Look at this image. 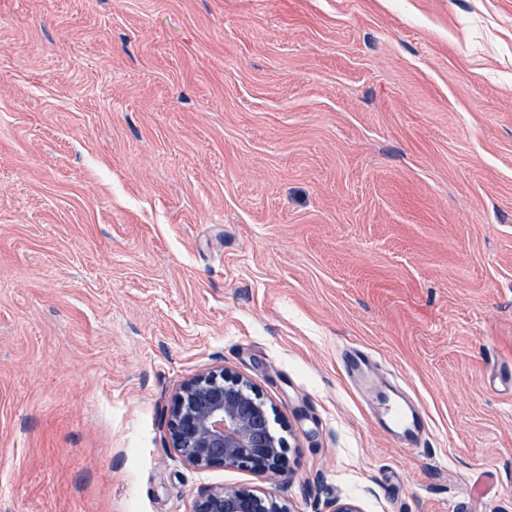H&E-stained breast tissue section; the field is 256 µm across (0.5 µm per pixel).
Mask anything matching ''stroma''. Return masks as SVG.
<instances>
[{
  "instance_id": "1",
  "label": "stroma",
  "mask_w": 512,
  "mask_h": 512,
  "mask_svg": "<svg viewBox=\"0 0 512 512\" xmlns=\"http://www.w3.org/2000/svg\"><path fill=\"white\" fill-rule=\"evenodd\" d=\"M216 366L290 480L169 448ZM511 372L512 0H0V512H512ZM192 512H292L258 490L215 487L199 493Z\"/></svg>"
}]
</instances>
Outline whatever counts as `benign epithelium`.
<instances>
[{
  "label": "benign epithelium",
  "mask_w": 512,
  "mask_h": 512,
  "mask_svg": "<svg viewBox=\"0 0 512 512\" xmlns=\"http://www.w3.org/2000/svg\"><path fill=\"white\" fill-rule=\"evenodd\" d=\"M169 446L195 468L222 466L285 475L288 445L271 426L266 402L244 377L222 367L183 381L166 415ZM193 512H292L258 490L215 487Z\"/></svg>",
  "instance_id": "1"
}]
</instances>
